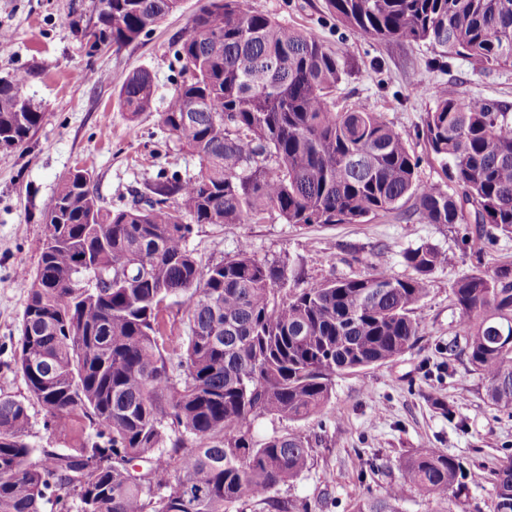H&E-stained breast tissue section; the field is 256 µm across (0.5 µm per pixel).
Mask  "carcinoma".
Returning a JSON list of instances; mask_svg holds the SVG:
<instances>
[{"instance_id": "obj_1", "label": "carcinoma", "mask_w": 512, "mask_h": 512, "mask_svg": "<svg viewBox=\"0 0 512 512\" xmlns=\"http://www.w3.org/2000/svg\"><path fill=\"white\" fill-rule=\"evenodd\" d=\"M94 40L120 51L181 0H99ZM336 22L381 41L422 43L434 68L453 56L512 64V0H325ZM176 82L159 122L198 159L161 172L130 206H102L83 170L61 182L29 280L22 336L10 353L27 395L0 392V512H311L275 495L311 461L295 431L258 440L256 418L300 422L330 403L336 375L392 362L422 335L413 318L442 264L431 245L403 252L404 278L376 265L310 288L242 244L205 269L188 248L195 224H360L414 200L419 224H463L481 255L512 237V114L445 85L417 137L448 184L424 181L419 158L383 113L336 103L346 62L320 37L256 11L208 0L177 36ZM18 75L0 77V147L24 143L42 113ZM156 96L146 68L118 91L134 116ZM91 275L107 288H74ZM459 335L444 350L486 382L512 416V263L451 288ZM187 336L171 344L163 304ZM68 448L28 441L29 407ZM139 458L150 471L134 476ZM400 480L353 512H400L407 490L455 512L475 472L434 449L396 461ZM493 512H512V456L495 472Z\"/></svg>"}]
</instances>
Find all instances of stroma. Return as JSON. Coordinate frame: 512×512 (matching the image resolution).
<instances>
[{
    "label": "stroma",
    "mask_w": 512,
    "mask_h": 512,
    "mask_svg": "<svg viewBox=\"0 0 512 512\" xmlns=\"http://www.w3.org/2000/svg\"><path fill=\"white\" fill-rule=\"evenodd\" d=\"M202 3L182 0L176 14L140 41L91 56L79 29L95 21L99 0H0V30L10 34L0 42V76L25 75L23 91L43 114L26 142L0 148V345L17 344L21 336L28 288L19 274L38 263L45 215L70 171H87L104 205L119 209L160 169L195 170L196 158L170 140L158 113L174 78L171 43ZM322 4L252 0L257 11L327 40L347 63L337 102L358 99L384 113L419 157L421 179L445 183L438 162L415 136L435 90L453 83L467 96L512 108V64L484 69L455 57L440 71L430 67L433 53L425 45L377 42L349 29L336 34L323 21ZM140 67L152 71L157 92L153 111L133 119L120 107L118 91ZM462 235L458 227L405 221L399 212L363 224L300 226L271 212L256 224L195 225L188 247L200 266L220 262L245 243L256 258L284 266L293 288L355 276L372 263L406 276L403 251L423 244L443 256L414 314L423 334L413 350L379 367L337 375L330 404L309 420L256 419V438L298 429L312 440L309 468L281 485L278 496L307 501L312 512H353L357 500L383 495L398 481L399 457L436 449L466 459L481 475L464 512H493V473L512 455V418L488 405L485 382L466 361L449 360L445 346L458 320L452 284L474 268L491 272L512 262V238H501L478 258ZM444 361L448 371L438 372ZM444 404L466 428L441 413ZM375 457L383 466L372 472L368 462Z\"/></svg>",
    "instance_id": "1"
}]
</instances>
